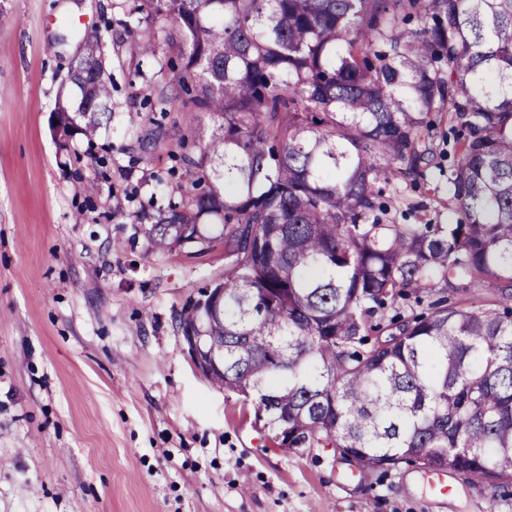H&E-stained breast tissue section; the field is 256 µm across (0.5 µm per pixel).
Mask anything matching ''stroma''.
Returning a JSON list of instances; mask_svg holds the SVG:
<instances>
[{
  "mask_svg": "<svg viewBox=\"0 0 512 512\" xmlns=\"http://www.w3.org/2000/svg\"><path fill=\"white\" fill-rule=\"evenodd\" d=\"M133 5L0 0V512H512V487L453 471L444 496L405 464L345 479L334 449L276 447L196 369L178 316L223 281L224 245L153 251L141 227L192 195L195 134L213 121L180 89L160 108L183 59L171 24L137 23ZM87 29L112 94L90 141L54 114ZM134 37L154 57L132 55ZM430 119L433 164L405 185L401 224L462 218L458 133Z\"/></svg>",
  "mask_w": 512,
  "mask_h": 512,
  "instance_id": "obj_1",
  "label": "stroma"
}]
</instances>
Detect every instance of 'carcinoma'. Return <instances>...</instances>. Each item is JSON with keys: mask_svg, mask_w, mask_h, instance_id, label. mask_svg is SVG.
<instances>
[{"mask_svg": "<svg viewBox=\"0 0 512 512\" xmlns=\"http://www.w3.org/2000/svg\"><path fill=\"white\" fill-rule=\"evenodd\" d=\"M173 24L194 103L196 193L141 227L148 247L234 257L220 311L179 315L224 356L207 376L271 437L361 473L401 464L512 486V0H136ZM408 15L419 29L403 30ZM56 116L92 139L112 99L102 45ZM376 44L387 50L372 52ZM374 53L375 60L369 59ZM460 124L448 186L465 221L397 224L383 191L424 177L431 112Z\"/></svg>", "mask_w": 512, "mask_h": 512, "instance_id": "carcinoma-1", "label": "carcinoma"}]
</instances>
